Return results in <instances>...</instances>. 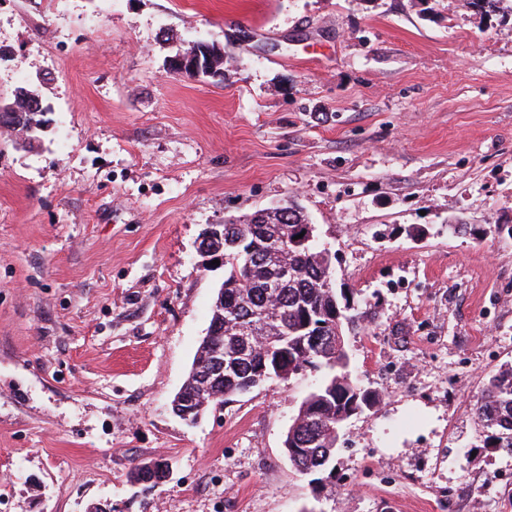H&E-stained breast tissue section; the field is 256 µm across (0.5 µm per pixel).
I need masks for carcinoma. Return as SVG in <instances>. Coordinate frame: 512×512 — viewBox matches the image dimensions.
Returning a JSON list of instances; mask_svg holds the SVG:
<instances>
[{
    "instance_id": "cac0c4a2",
    "label": "carcinoma",
    "mask_w": 512,
    "mask_h": 512,
    "mask_svg": "<svg viewBox=\"0 0 512 512\" xmlns=\"http://www.w3.org/2000/svg\"><path fill=\"white\" fill-rule=\"evenodd\" d=\"M21 87L14 99L23 114L18 132L44 118ZM310 221L294 201L259 210L224 225V236L209 243L207 255L224 258V281L214 302L207 335L182 387L195 409L208 412L275 379L309 372L321 380L303 399L288 429L286 453L294 471L319 482L335 469L336 434L356 411L376 408L379 394L350 369L347 332L372 320L359 310L354 292L336 287L319 232L297 246L292 239ZM288 277H281L282 267ZM224 353V372L208 370L215 349ZM482 426L491 430L484 447L512 454V365L491 375L474 405ZM159 461L135 466L129 480L154 488L165 483Z\"/></svg>"
}]
</instances>
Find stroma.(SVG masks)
I'll return each mask as SVG.
<instances>
[{
	"label": "stroma",
	"mask_w": 512,
	"mask_h": 512,
	"mask_svg": "<svg viewBox=\"0 0 512 512\" xmlns=\"http://www.w3.org/2000/svg\"><path fill=\"white\" fill-rule=\"evenodd\" d=\"M197 40L220 76L169 71ZM28 84L39 142L0 128V512H512L471 410L512 364V0H0V103ZM291 197L372 307L346 344L382 397L315 491L283 441L319 374L171 410L224 276L202 232ZM154 460L169 481L131 486Z\"/></svg>",
	"instance_id": "35a3bbf8"
}]
</instances>
